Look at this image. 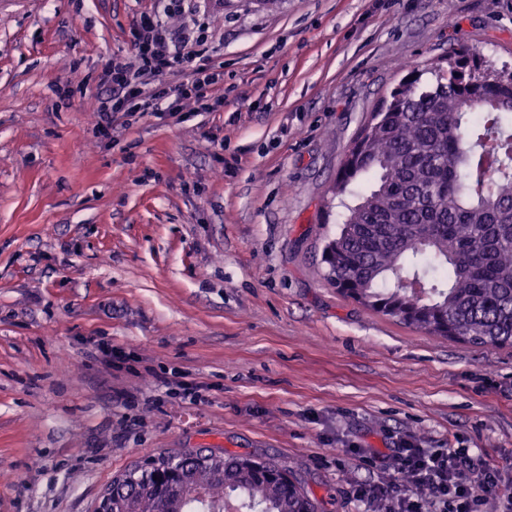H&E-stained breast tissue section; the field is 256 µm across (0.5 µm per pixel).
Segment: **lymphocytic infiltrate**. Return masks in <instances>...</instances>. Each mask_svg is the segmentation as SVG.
Masks as SVG:
<instances>
[{"label":"lymphocytic infiltrate","instance_id":"lymphocytic-infiltrate-1","mask_svg":"<svg viewBox=\"0 0 512 512\" xmlns=\"http://www.w3.org/2000/svg\"><path fill=\"white\" fill-rule=\"evenodd\" d=\"M199 44L193 28L170 26L155 15L142 17L133 54L113 57L111 89L95 103L99 132L111 136L117 113L175 112L183 101L197 112L220 111L224 69L199 62ZM182 70L187 78L176 89V102L164 104L165 93L154 88V81ZM352 495L366 512H482L488 499L499 497L500 484L495 470L468 449L409 444L393 449L383 475L354 485Z\"/></svg>","mask_w":512,"mask_h":512}]
</instances>
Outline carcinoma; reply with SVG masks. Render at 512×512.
<instances>
[{
    "label": "carcinoma",
    "instance_id": "cac0c4a2",
    "mask_svg": "<svg viewBox=\"0 0 512 512\" xmlns=\"http://www.w3.org/2000/svg\"><path fill=\"white\" fill-rule=\"evenodd\" d=\"M414 68L373 112L334 186L322 260L343 297L428 336L512 345V80L479 55ZM433 80L422 82L425 73ZM366 175L363 192L353 185ZM317 512L292 472L239 455L162 456L112 480L105 512Z\"/></svg>",
    "mask_w": 512,
    "mask_h": 512
}]
</instances>
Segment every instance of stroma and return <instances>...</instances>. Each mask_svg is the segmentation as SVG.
Returning <instances> with one entry per match:
<instances>
[{"label":"stroma","instance_id":"stroma-1","mask_svg":"<svg viewBox=\"0 0 512 512\" xmlns=\"http://www.w3.org/2000/svg\"><path fill=\"white\" fill-rule=\"evenodd\" d=\"M182 4L222 110L105 138L108 64L159 0H0V512H95L188 451L289 467L319 512H363L349 491L386 466L365 454L404 442L512 488V349L370 314L321 262L336 171L400 64L467 46L512 69V0Z\"/></svg>","mask_w":512,"mask_h":512}]
</instances>
